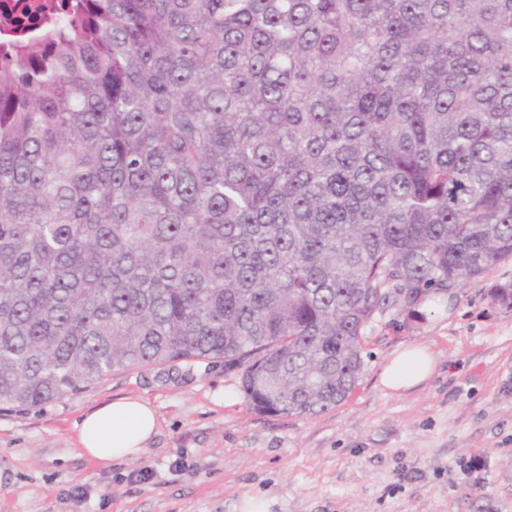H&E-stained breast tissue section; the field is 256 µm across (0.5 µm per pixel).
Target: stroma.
<instances>
[{
	"instance_id": "stroma-1",
	"label": "stroma",
	"mask_w": 512,
	"mask_h": 512,
	"mask_svg": "<svg viewBox=\"0 0 512 512\" xmlns=\"http://www.w3.org/2000/svg\"><path fill=\"white\" fill-rule=\"evenodd\" d=\"M512 257L411 318L390 307L364 331L350 396L308 417L249 409L241 371L174 362L112 372L89 390L0 410V512H233L246 496L274 512H512V308L490 288ZM427 345L433 377L406 394L380 382L403 344ZM139 397L158 430L135 460L83 454L74 424Z\"/></svg>"
}]
</instances>
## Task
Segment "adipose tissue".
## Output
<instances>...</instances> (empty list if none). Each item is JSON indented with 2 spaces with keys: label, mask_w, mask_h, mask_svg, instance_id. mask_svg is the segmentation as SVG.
Segmentation results:
<instances>
[{
  "label": "adipose tissue",
  "mask_w": 512,
  "mask_h": 512,
  "mask_svg": "<svg viewBox=\"0 0 512 512\" xmlns=\"http://www.w3.org/2000/svg\"><path fill=\"white\" fill-rule=\"evenodd\" d=\"M433 353L423 345L395 351L381 373V383L393 391L424 384L435 371ZM158 419L147 402L119 398L86 412L76 426L83 453L101 464L137 458L156 434Z\"/></svg>",
  "instance_id": "obj_1"
}]
</instances>
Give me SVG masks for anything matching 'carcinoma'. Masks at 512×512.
Segmentation results:
<instances>
[{
	"instance_id": "1",
	"label": "carcinoma",
	"mask_w": 512,
	"mask_h": 512,
	"mask_svg": "<svg viewBox=\"0 0 512 512\" xmlns=\"http://www.w3.org/2000/svg\"><path fill=\"white\" fill-rule=\"evenodd\" d=\"M76 9L0 62V409L220 360L317 415L384 307L512 257V0Z\"/></svg>"
}]
</instances>
